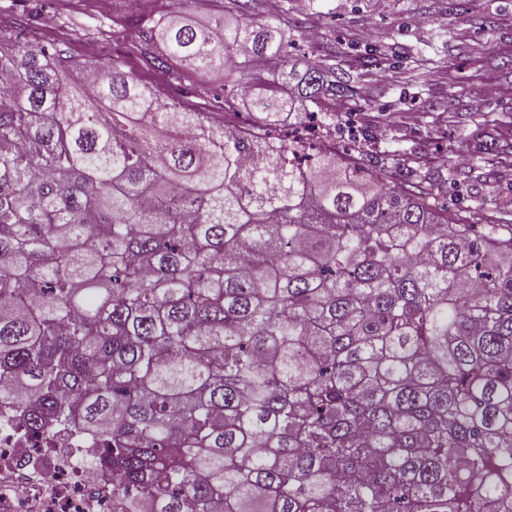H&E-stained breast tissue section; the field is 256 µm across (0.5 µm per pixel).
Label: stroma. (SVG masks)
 <instances>
[{"label":"stroma","mask_w":512,"mask_h":512,"mask_svg":"<svg viewBox=\"0 0 512 512\" xmlns=\"http://www.w3.org/2000/svg\"><path fill=\"white\" fill-rule=\"evenodd\" d=\"M124 0H0V45L25 17L34 43L92 66L116 63L156 95L215 124L222 82L147 67L138 34L117 28ZM294 60L345 71L336 95L305 104L337 149L398 181L424 177L452 224H512V0H308L281 21ZM386 139H376L377 130Z\"/></svg>","instance_id":"stroma-1"}]
</instances>
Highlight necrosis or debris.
<instances>
[{
	"label": "necrosis or debris",
	"instance_id": "1",
	"mask_svg": "<svg viewBox=\"0 0 512 512\" xmlns=\"http://www.w3.org/2000/svg\"><path fill=\"white\" fill-rule=\"evenodd\" d=\"M90 454L85 436L32 432L0 404V512H127L130 495L90 465Z\"/></svg>",
	"mask_w": 512,
	"mask_h": 512
}]
</instances>
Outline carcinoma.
<instances>
[{
  "instance_id": "carcinoma-1",
  "label": "carcinoma",
  "mask_w": 512,
  "mask_h": 512,
  "mask_svg": "<svg viewBox=\"0 0 512 512\" xmlns=\"http://www.w3.org/2000/svg\"><path fill=\"white\" fill-rule=\"evenodd\" d=\"M135 20L151 68L265 115L335 94L288 0ZM0 50V403L131 512H512V228L240 139L113 66Z\"/></svg>"
}]
</instances>
